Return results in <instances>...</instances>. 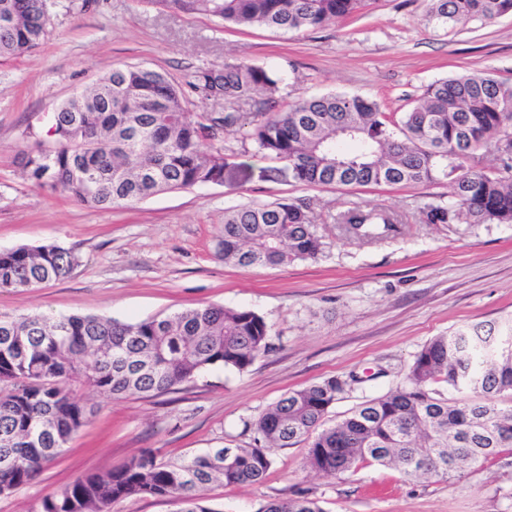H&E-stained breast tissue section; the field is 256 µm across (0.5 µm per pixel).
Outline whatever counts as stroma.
<instances>
[{
  "mask_svg": "<svg viewBox=\"0 0 512 512\" xmlns=\"http://www.w3.org/2000/svg\"><path fill=\"white\" fill-rule=\"evenodd\" d=\"M50 33L28 56L0 59V250L61 243L78 262L68 277L25 292L0 290L11 316L97 315L119 322L204 305L253 311L270 349L245 370L217 366L154 396L86 394L95 413L30 484L0 496V512H38L43 497L89 473L120 469L142 449L176 461L207 448H250L252 422L285 393L330 377L347 386L335 424L359 403L406 381L434 336L512 315V224H424L449 182L410 187L301 186L268 176L248 128L225 134L220 185L156 194L101 210L27 178L20 152L51 148V114L112 66L143 64L186 83L232 58L281 74L280 109L327 92L376 99L402 112L430 83L487 70L512 83V14L453 32L426 20L427 0H374L366 11L302 32L222 27L146 0H50ZM305 203L323 241L317 258L243 268L219 242L226 209ZM361 206L395 217L366 240L337 223ZM307 448L269 449L262 483L210 486L212 512H261L307 492L323 512H512V451L452 480H404L377 465L334 477L305 466Z\"/></svg>",
  "mask_w": 512,
  "mask_h": 512,
  "instance_id": "35a3bbf8",
  "label": "stroma"
}]
</instances>
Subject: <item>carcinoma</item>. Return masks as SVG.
<instances>
[{
	"instance_id": "carcinoma-1",
	"label": "carcinoma",
	"mask_w": 512,
	"mask_h": 512,
	"mask_svg": "<svg viewBox=\"0 0 512 512\" xmlns=\"http://www.w3.org/2000/svg\"><path fill=\"white\" fill-rule=\"evenodd\" d=\"M240 29L299 32L366 8L371 0H150ZM429 18L453 31L512 13V0H429ZM44 0H0V58L35 51L49 33ZM282 79L245 61L195 70L186 87L144 65L114 67L64 102L55 147L22 154L40 185L92 208L133 205L158 192L209 185L223 178L224 150L215 145L237 127L232 105L255 94L264 111L250 136L274 166L276 180L304 186H412L450 181L454 202L429 204L428 224H512V175L480 166L482 151L512 140V83L472 72L430 84L401 116L360 96L327 93L282 111ZM229 110L196 113L197 102ZM471 162L465 166V162ZM390 230L393 218L360 208L341 223L355 234ZM322 247L306 206L285 201L224 211L220 251L243 267L316 257ZM76 259L58 244L0 251V290L25 292L64 279ZM495 328L463 325L433 337L416 354L404 385L354 407L325 426L344 390L329 378L288 392L252 427L274 447L307 443L305 466L341 476L377 464L402 477L452 479L476 462L512 448V353L484 359L473 342ZM269 350L264 319L244 309L207 305L160 319L122 323L96 315L47 318L0 314V495L29 484L89 420L93 409L70 387L121 399L151 396L196 380L214 366L243 371ZM272 461L266 447L209 448L175 462L151 450L121 469L90 473L42 499L39 512H112L132 496L169 497L180 512H210L203 492L215 483H261ZM262 512H323L301 492L271 500Z\"/></svg>"
}]
</instances>
